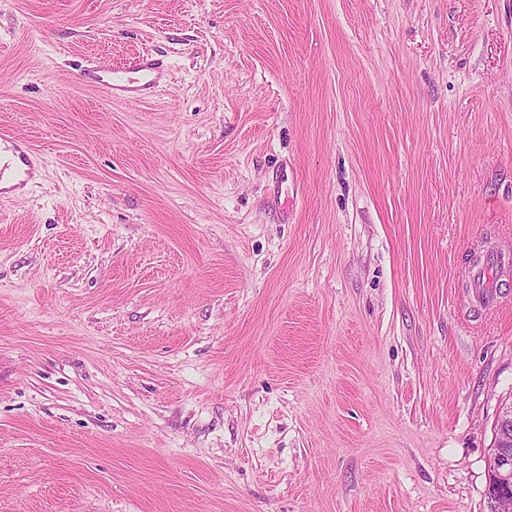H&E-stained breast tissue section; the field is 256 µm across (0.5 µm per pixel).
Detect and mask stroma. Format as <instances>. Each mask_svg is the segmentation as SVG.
I'll return each instance as SVG.
<instances>
[{
  "label": "stroma",
  "instance_id": "1",
  "mask_svg": "<svg viewBox=\"0 0 512 512\" xmlns=\"http://www.w3.org/2000/svg\"><path fill=\"white\" fill-rule=\"evenodd\" d=\"M0 130V512H489L512 0H0ZM82 76L113 100L125 103H144L168 77L163 60L138 55L122 69H112L97 62L88 63ZM14 146V158L10 159L8 162L2 163V158L0 156V193H4L5 187H1L4 183L13 182L14 185L9 187L8 189H15L27 184L29 178L31 177L32 170L34 167V163H38L40 161L39 154L30 147H22L21 145L15 143ZM512 255L503 253H491L487 255L483 263L476 269L473 275V288L479 298L488 304H497L502 298L503 283L496 278L490 279L488 274L504 264H511Z\"/></svg>",
  "mask_w": 512,
  "mask_h": 512
}]
</instances>
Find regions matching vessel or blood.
<instances>
[{"mask_svg":"<svg viewBox=\"0 0 512 512\" xmlns=\"http://www.w3.org/2000/svg\"><path fill=\"white\" fill-rule=\"evenodd\" d=\"M82 74L96 88L114 100L125 103H143L148 101L156 89L168 77V69L163 60L138 55L121 69H112L97 62L88 63ZM39 155L32 148L15 146L14 156L7 162H0V184L14 183L21 187L27 184ZM512 255L492 253L473 275V286L479 298L486 303L495 304L502 297L501 281L490 278L489 273L500 266L511 263Z\"/></svg>","mask_w":512,"mask_h":512,"instance_id":"b4317fda","label":"vessel or blood"}]
</instances>
